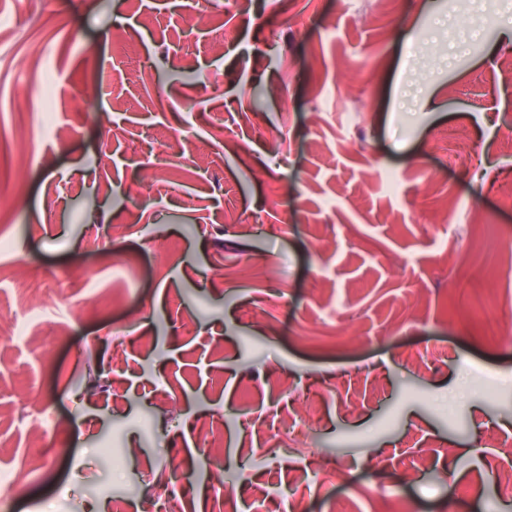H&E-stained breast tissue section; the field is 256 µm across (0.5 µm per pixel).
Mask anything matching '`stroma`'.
<instances>
[{
  "label": "stroma",
  "mask_w": 512,
  "mask_h": 512,
  "mask_svg": "<svg viewBox=\"0 0 512 512\" xmlns=\"http://www.w3.org/2000/svg\"><path fill=\"white\" fill-rule=\"evenodd\" d=\"M509 134L512 0H0V512H512ZM448 154L455 163L465 165L472 157V148L466 131L462 128L448 129L444 134ZM223 423L219 421H212L209 424V430L205 433L206 442L204 447L211 448L210 457L211 459L222 466L224 461V442L221 432Z\"/></svg>",
  "instance_id": "stroma-1"
}]
</instances>
